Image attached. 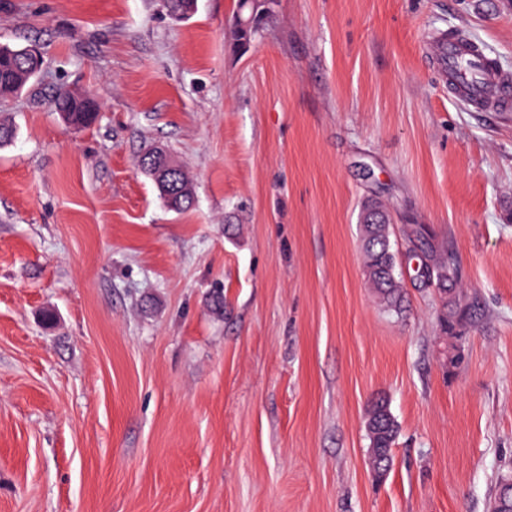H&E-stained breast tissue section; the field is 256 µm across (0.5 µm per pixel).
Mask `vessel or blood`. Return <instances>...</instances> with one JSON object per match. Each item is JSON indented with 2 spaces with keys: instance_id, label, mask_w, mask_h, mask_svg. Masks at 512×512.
Returning <instances> with one entry per match:
<instances>
[{
  "instance_id": "b4317fda",
  "label": "vessel or blood",
  "mask_w": 512,
  "mask_h": 512,
  "mask_svg": "<svg viewBox=\"0 0 512 512\" xmlns=\"http://www.w3.org/2000/svg\"><path fill=\"white\" fill-rule=\"evenodd\" d=\"M431 57L446 75L449 95L474 112H512V72L499 68L483 44L462 31L436 38Z\"/></svg>"
}]
</instances>
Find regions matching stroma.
Here are the masks:
<instances>
[{"instance_id":"35a3bbf8","label":"stroma","mask_w":512,"mask_h":512,"mask_svg":"<svg viewBox=\"0 0 512 512\" xmlns=\"http://www.w3.org/2000/svg\"><path fill=\"white\" fill-rule=\"evenodd\" d=\"M236 4L0 0V43L44 60L0 100V512H487L512 475V112L451 100L429 43L465 31L512 71V0H275L244 51ZM62 87L94 125L59 119ZM154 146L191 209L140 173ZM368 198L393 241H448L463 339L413 269L402 314L378 306ZM152 160L151 166L156 162V169L152 172L160 177L171 175L178 170L177 162H174L170 156L161 148L152 149L145 154ZM146 176L151 178L156 184L161 197L167 205L176 210H187L192 203L191 184L187 172L180 167L179 174L174 178V185L171 186L170 176L165 177L164 180H156L151 173H145ZM366 428L372 451V465L377 466L383 475L388 469L386 454H390L398 436V422L392 415L384 397L371 401L366 413Z\"/></svg>"}]
</instances>
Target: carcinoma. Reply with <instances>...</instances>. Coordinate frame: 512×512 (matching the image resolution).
<instances>
[{
	"label": "carcinoma",
	"instance_id": "carcinoma-1",
	"mask_svg": "<svg viewBox=\"0 0 512 512\" xmlns=\"http://www.w3.org/2000/svg\"><path fill=\"white\" fill-rule=\"evenodd\" d=\"M42 61L29 55L24 47L0 46V98L19 94L34 78V71ZM57 113H67V123L75 128H85L97 120V114L87 111V105L72 96L71 90L60 89L53 100ZM167 205L176 210L192 206V190L187 172L179 170L175 178L165 177L155 181ZM384 209L377 202L366 203L359 216L362 249L368 280L385 309L398 312L403 301L401 266L398 264L391 243V225L383 223ZM408 245L417 251L419 264L429 270V281L420 282L423 288L437 291L441 301L438 321L449 335L458 338L473 316L471 304L462 297L461 271L450 248L432 238L425 225L409 224L405 230ZM366 428L372 451V464L387 471L386 454L395 445L398 422L392 415L385 398L371 401L366 413ZM504 476L497 483L489 504L491 512H512V490Z\"/></svg>",
	"mask_w": 512,
	"mask_h": 512
}]
</instances>
